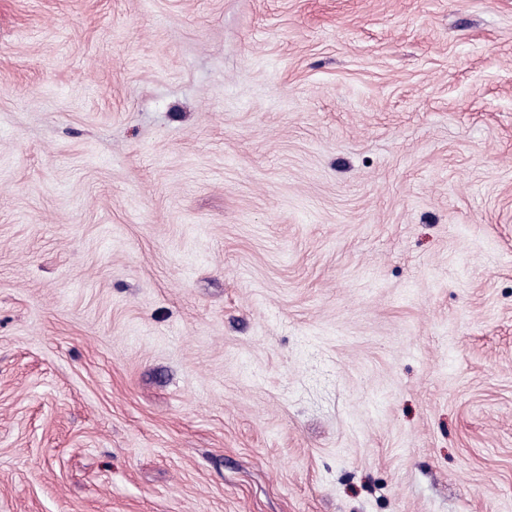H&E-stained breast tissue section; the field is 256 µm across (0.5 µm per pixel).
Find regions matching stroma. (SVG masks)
<instances>
[{
  "mask_svg": "<svg viewBox=\"0 0 512 512\" xmlns=\"http://www.w3.org/2000/svg\"><path fill=\"white\" fill-rule=\"evenodd\" d=\"M0 512H512V0H0Z\"/></svg>",
  "mask_w": 512,
  "mask_h": 512,
  "instance_id": "1",
  "label": "stroma"
}]
</instances>
